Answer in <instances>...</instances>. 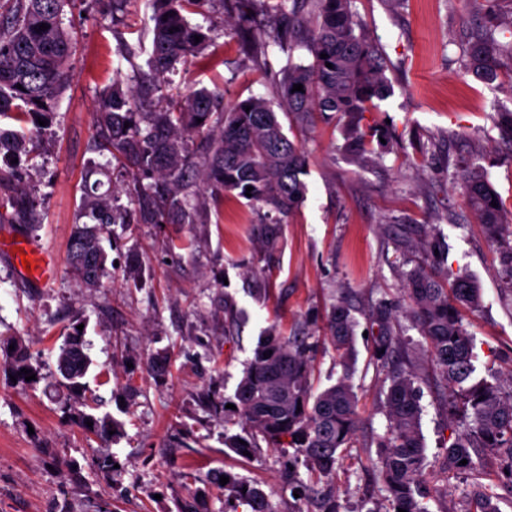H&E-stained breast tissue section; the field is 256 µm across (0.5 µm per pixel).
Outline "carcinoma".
I'll return each instance as SVG.
<instances>
[{
  "instance_id": "cac0c4a2",
  "label": "carcinoma",
  "mask_w": 512,
  "mask_h": 512,
  "mask_svg": "<svg viewBox=\"0 0 512 512\" xmlns=\"http://www.w3.org/2000/svg\"><path fill=\"white\" fill-rule=\"evenodd\" d=\"M77 0H0V117L14 116L32 122L35 129L21 132L0 128V182L17 176L11 163L29 155L27 140L44 130L38 120L51 121L58 99L69 80L75 39L64 27V13ZM215 0H145L152 9L153 36L148 71L137 87L115 84L99 101L95 145L130 169L133 175L157 178L162 185L134 188L138 220L115 205L112 195L86 187L80 218L68 243L71 273L88 288L99 284L107 255L102 237L112 235L114 224H192L198 211L209 204L220 206L224 194L237 193L248 201L281 214L298 208L307 185V159L292 141L266 99L248 97L218 111L221 95L205 87L175 97L165 94L164 74L205 48L208 35L192 25L185 13ZM308 15L283 11L274 21L273 43L282 50L305 47L311 55L307 65H291L275 82L282 109L299 120L312 123L341 116L347 119V150L360 165L367 156L366 133L358 116L391 95L378 50L356 33L359 22L351 0H302ZM48 29H39L40 25ZM200 42H195V37ZM501 45L486 28L472 41L464 74L477 80L496 76ZM332 67H326V64ZM303 90L293 91V85ZM202 122H197V119ZM205 140L203 191L193 190L189 172L196 166L193 142ZM468 205L483 224L489 238L501 250L505 274L512 280V227L502 216L501 204L491 205L498 195L484 170L468 164L462 170ZM267 263L278 248V222L260 224ZM408 307L405 317L430 342L423 356L439 370L452 397L449 414L465 429L446 448L448 469L473 476L487 457L503 462L504 476L512 487V372L509 388L499 379L473 380L476 358L472 334L463 324V312L481 304L480 288L469 277L438 276L416 265L405 273ZM356 323L340 300L331 307L328 330L338 353L342 374L336 383L318 393L310 381L313 347L306 337L284 338L270 328L239 381L234 398L206 394V407L216 415L230 411L238 417L241 432L224 434V445L238 453L253 452L266 443L269 448H291L294 459L310 474L308 489L314 494L317 512H339L332 483L342 459V449L353 443L361 424L358 395L354 391L357 353ZM14 349H9V346ZM378 366L388 382L382 411L387 431L376 441V467L383 483L384 503L368 512H428L423 500L429 490L423 479L425 443L420 428V393L416 370L394 358L406 353L398 336L380 337ZM84 332L72 327L55 352L60 378L53 386L67 391L64 412L71 422L105 442L120 425L112 416H96L90 407L85 379L94 361ZM4 363L17 383L35 387L47 379L41 364H33L28 346L13 336L0 335ZM270 357H264L265 353ZM36 379L27 381L21 369ZM93 422L88 426L87 422ZM467 464H460L461 460ZM118 460L107 449L98 455V470L112 479ZM224 490L247 505L251 512H274L266 492L227 474ZM474 506L450 508L448 512H500L499 496L477 485Z\"/></svg>"
}]
</instances>
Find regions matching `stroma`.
<instances>
[{"label":"stroma","instance_id":"stroma-1","mask_svg":"<svg viewBox=\"0 0 512 512\" xmlns=\"http://www.w3.org/2000/svg\"><path fill=\"white\" fill-rule=\"evenodd\" d=\"M360 31L378 48L391 85L389 98L362 115L371 164L359 166L343 150L340 119L299 126L277 116L308 157L306 199L282 219L281 249L267 264L257 226L262 209L227 196L192 224L114 225L107 274L85 287L68 270L67 245L78 220L87 170L108 165L91 148L100 93L116 78L146 68L151 23L143 0L125 10L76 5L65 25L76 39L70 77L51 125L35 144L34 167L21 182L0 183V204L11 206L27 191L38 218L17 216L0 232L54 251L57 276L48 284L27 280L0 256V333L22 337L47 374L57 371L54 344L82 323L105 380L88 377L122 431L112 451L122 468L100 477L91 454L98 438L62 417L61 392L11 381L0 365V512H177L184 490L179 474L194 463L199 512H249L228 505L226 492L209 481L228 472L263 488L275 512H308L304 498L284 488L287 450L260 448L242 456L224 446L226 421L209 417L198 395L216 386L233 397L260 336H312L317 344L315 390L341 374L326 335L330 307L342 300L357 321L353 384L363 424L345 449L333 482L340 512H367L382 498L371 461L386 427L381 411L386 385L374 364L380 301L392 302V334L410 340L419 376L421 430L426 444L424 481L434 493L429 512L460 502L468 480L450 473L443 450L457 427L448 418V392L421 357L424 339L402 315L404 272L426 261V236L441 234L449 276L469 275L482 306L464 323L476 343V375L493 379L512 372V292L501 274V255L465 201L459 166L480 165L512 223V142L494 123L512 111V55L501 56L497 76L480 81L463 73L472 36L488 18L512 11V0H352ZM227 25L211 27L204 55L179 63L167 90L220 88L224 105L249 96L275 101L273 77L308 61L305 48L276 46L249 51L255 30L238 0H224ZM171 358L166 372L148 369V355ZM198 425L199 445L176 442L186 425ZM82 465L78 482L62 476L64 460Z\"/></svg>","mask_w":512,"mask_h":512}]
</instances>
